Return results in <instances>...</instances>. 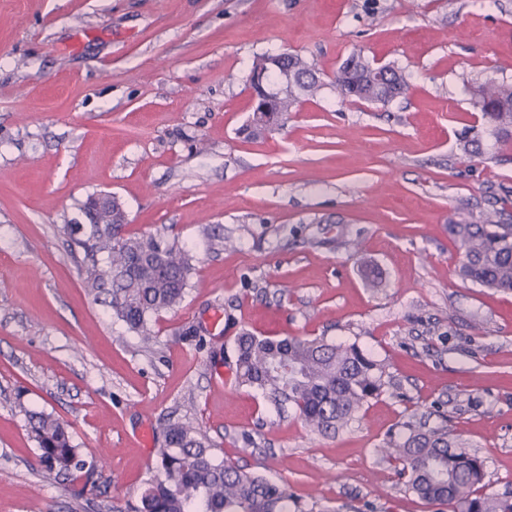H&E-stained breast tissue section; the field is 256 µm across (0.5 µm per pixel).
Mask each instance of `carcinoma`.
<instances>
[{
    "label": "carcinoma",
    "mask_w": 512,
    "mask_h": 512,
    "mask_svg": "<svg viewBox=\"0 0 512 512\" xmlns=\"http://www.w3.org/2000/svg\"><path fill=\"white\" fill-rule=\"evenodd\" d=\"M379 78L372 61L351 55L330 81L343 101L388 104L409 84L405 73L386 66ZM288 76L282 96L268 110L253 112L245 131L260 136L279 127L302 97H316L325 86L316 70L297 54L259 56L249 83L257 96L269 91V79ZM472 105L494 125L495 145L512 138V83L493 79L468 85ZM85 224L69 225L92 264L85 284L105 304L113 320L152 339L150 322L180 306L187 295L193 256L151 235L129 234L126 213L117 198L93 195L83 206ZM505 210L483 214L476 224H451L464 250L458 275L483 288L512 291V224ZM237 381L259 392L278 413L295 409L311 430L336 434L356 420L368 401L386 385L384 366L358 345L324 338H270L243 331L235 340ZM38 444V462L50 476H71L84 468L67 425L43 412L28 414ZM160 476L141 491L135 512H313L305 510L284 482L229 466L214 452L216 444L199 428L167 422L160 428ZM388 455L402 464L399 475L408 491L448 512H512V498L476 494L484 479L483 461L452 438L445 428L413 429L404 439L387 442Z\"/></svg>",
    "instance_id": "carcinoma-1"
}]
</instances>
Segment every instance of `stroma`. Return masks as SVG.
I'll use <instances>...</instances> for the list:
<instances>
[{
    "instance_id": "35a3bbf8",
    "label": "stroma",
    "mask_w": 512,
    "mask_h": 512,
    "mask_svg": "<svg viewBox=\"0 0 512 512\" xmlns=\"http://www.w3.org/2000/svg\"><path fill=\"white\" fill-rule=\"evenodd\" d=\"M268 51L326 80L361 52L409 88L383 105L328 86L250 139ZM476 78L512 82V0H0V512H130L168 421L321 512H436L383 451L423 424L512 494V292L462 280L448 230L512 215V147L492 149ZM99 193L128 233L195 257L151 344L83 286L66 227ZM244 329L358 343L387 384L348 428L310 432L238 385ZM31 410L68 423L83 478L43 474Z\"/></svg>"
}]
</instances>
